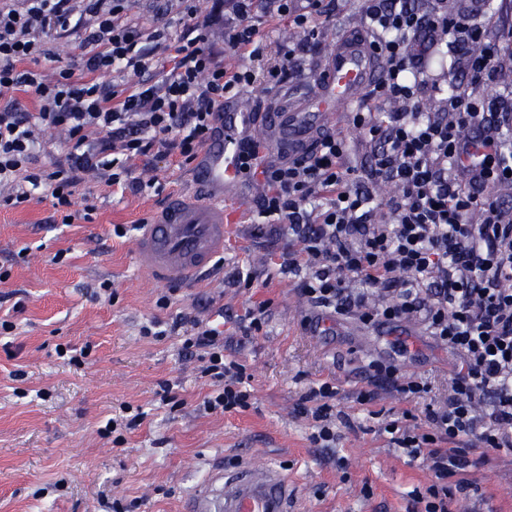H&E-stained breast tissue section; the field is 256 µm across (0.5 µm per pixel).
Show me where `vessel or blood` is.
<instances>
[{
  "instance_id": "b4317fda",
  "label": "vessel or blood",
  "mask_w": 512,
  "mask_h": 512,
  "mask_svg": "<svg viewBox=\"0 0 512 512\" xmlns=\"http://www.w3.org/2000/svg\"><path fill=\"white\" fill-rule=\"evenodd\" d=\"M380 69L367 36L350 32L329 56L316 98L294 112H267L262 118L241 111L237 101L224 105L220 130L197 161L198 199L174 195L136 241V259L153 279L188 280L205 270L224 250V234L235 215L224 196L236 177L242 137L261 128L271 144L289 157L305 155L326 130L335 108L351 110ZM294 490L274 464L244 466L213 473L190 497L188 512H294Z\"/></svg>"
}]
</instances>
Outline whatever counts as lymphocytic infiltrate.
<instances>
[{"label": "lymphocytic infiltrate", "instance_id": "obj_1", "mask_svg": "<svg viewBox=\"0 0 512 512\" xmlns=\"http://www.w3.org/2000/svg\"><path fill=\"white\" fill-rule=\"evenodd\" d=\"M24 2L20 11L0 0V89L31 94L38 109L28 111L15 98L0 107V185L16 184L6 199L15 207L43 189L66 224L73 190L88 174L106 171L116 185L134 158L196 160L218 130L225 100L257 80L255 70L226 67L221 55L262 57L258 11L301 32L279 47L280 62L268 72L275 85L302 74L304 57L330 18L326 0H212L204 16L197 0H185L191 25L174 42L166 28L146 31L132 23L131 0H112L105 12L101 0H86L98 29L81 71L63 69L48 79L33 68L44 53L36 34L62 38L77 29L71 0ZM446 3L363 0L382 77L352 125L371 148V181L396 187L397 195L380 201L354 188L349 145L333 133L321 134L302 159L269 160L267 144L249 136L237 154L239 174L263 188L266 234L288 236L277 257L281 273L298 276L314 307L375 326L414 321L459 354L448 400L426 410L425 430L398 418L384 427L393 444L430 464L432 483L414 494L424 512H448L457 496L473 491L461 477L471 448L512 458V204L491 192L512 186V111L492 110L478 92L497 78L503 57H512V28L494 31L482 7L452 14ZM218 23L224 26L220 50L210 41ZM145 38L165 45L166 63H153L141 50ZM442 45L466 52L468 84L444 90L428 73L425 64ZM128 70L139 77L133 87L99 80ZM39 125L67 134L63 157L48 168L36 165ZM167 333L181 337L185 353L206 350L203 372L223 384L205 400L207 410L250 407L246 367L225 359L223 330L183 316ZM372 370L374 387L360 391L361 402L380 389L408 397L425 390L393 366L376 363ZM336 395L335 383L325 381L297 406L313 422L311 442L324 448L336 442Z\"/></svg>", "mask_w": 512, "mask_h": 512}]
</instances>
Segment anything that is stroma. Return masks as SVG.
<instances>
[{
	"instance_id": "stroma-1",
	"label": "stroma",
	"mask_w": 512,
	"mask_h": 512,
	"mask_svg": "<svg viewBox=\"0 0 512 512\" xmlns=\"http://www.w3.org/2000/svg\"><path fill=\"white\" fill-rule=\"evenodd\" d=\"M82 25L66 39L45 35L53 57L40 59L46 78L78 69L81 47L97 28L83 0H73ZM130 17L144 29L167 24L184 32L183 0H133ZM359 0H335L319 50L306 56L302 76L276 88L255 84L242 101L252 112L287 110L316 87L337 37L360 27ZM332 132L352 148L355 183L377 199L393 192L367 177L370 154L346 112H335ZM128 188L90 176L74 195L75 216L62 223L43 190L29 202L5 205L0 188V320L13 323L0 335V512H186L190 495L213 471L254 462L279 466L293 485L298 512H415L410 494L433 475L382 433V421L403 412L421 415L448 395L458 355L423 326L401 322L377 329L353 315L321 313L301 295L298 279L281 273L270 257L287 249L285 237L255 236L260 223V186L237 179L229 199L237 222L208 275L192 283H154L135 259L134 225L162 206L171 191L200 195L193 166L171 157L128 163ZM126 228L119 236L115 227ZM251 271L250 288L230 286L239 270ZM111 282L105 297L103 282ZM171 296L159 309L160 294ZM266 303V323L257 335L243 330L248 311ZM188 314L223 329L224 355L246 364L253 394L241 412L216 414L204 407L214 386L203 377L207 357H183L177 337L143 336L152 319L172 322ZM66 356H59V349ZM390 364L425 384L417 398L368 389L371 362ZM335 382L333 447L309 441L310 420L296 407L309 387ZM169 384L176 406L162 403ZM145 418L133 430L107 423L126 408ZM468 477L478 495L459 500L456 512H512V460L470 452Z\"/></svg>"
}]
</instances>
